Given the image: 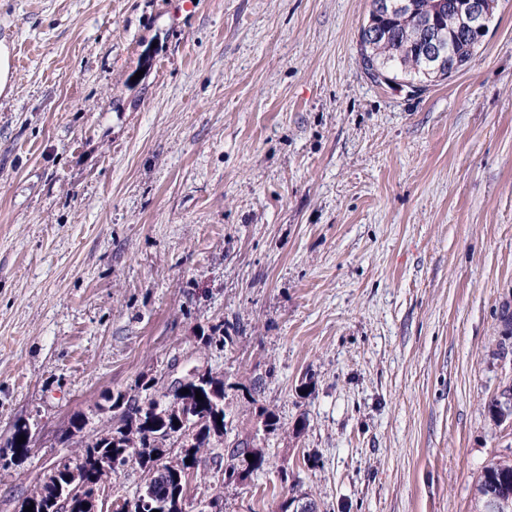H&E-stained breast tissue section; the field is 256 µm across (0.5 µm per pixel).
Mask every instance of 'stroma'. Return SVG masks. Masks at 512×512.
<instances>
[{
  "label": "stroma",
  "mask_w": 512,
  "mask_h": 512,
  "mask_svg": "<svg viewBox=\"0 0 512 512\" xmlns=\"http://www.w3.org/2000/svg\"><path fill=\"white\" fill-rule=\"evenodd\" d=\"M182 4L0 0V449L34 435L0 512L193 368L232 428L186 512H470L512 456V0L420 89L365 74L370 0ZM238 437L265 464L228 483ZM512 495V460L508 457L494 458L483 467L475 484L473 512H484V502L490 492ZM484 495V496H482Z\"/></svg>",
  "instance_id": "obj_1"
}]
</instances>
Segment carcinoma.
<instances>
[{"label": "carcinoma", "instance_id": "obj_1", "mask_svg": "<svg viewBox=\"0 0 512 512\" xmlns=\"http://www.w3.org/2000/svg\"><path fill=\"white\" fill-rule=\"evenodd\" d=\"M394 5L378 14L369 12L359 30V52L362 67L371 79L379 84L396 82L400 79L431 83L451 78L470 60L482 45L483 39L459 36L456 14L448 10V0H387ZM430 26L441 39L443 46L453 48L451 61H432L422 51L419 40L420 27ZM201 393L203 400L196 399ZM225 399L224 381L207 374V380L200 386L182 395L186 412L192 418L181 420L180 416L166 412L155 399L140 402L119 392L112 395V409L119 412L112 427L99 436L87 441L79 458L86 469L91 483L100 481V461L112 457V471L118 472L130 461H136L150 474L142 496L132 500L127 512H145L141 507L142 497L151 496L162 503L160 512H183V489L186 471L193 468L197 454L208 445L213 436L227 433L224 405L215 400ZM179 424H173V421ZM192 431L191 446L183 450L177 461L163 464L164 472L159 474L157 462L166 457L167 442L183 432ZM10 453L0 454L3 468L27 456V444L12 442ZM190 463H185V460ZM68 468L64 463L57 465L55 478L40 487L38 493L24 498L18 512L33 506V512H60L53 500L56 483H66ZM512 495V460L500 457L483 467L475 484L473 512H483L486 495Z\"/></svg>", "mask_w": 512, "mask_h": 512}]
</instances>
